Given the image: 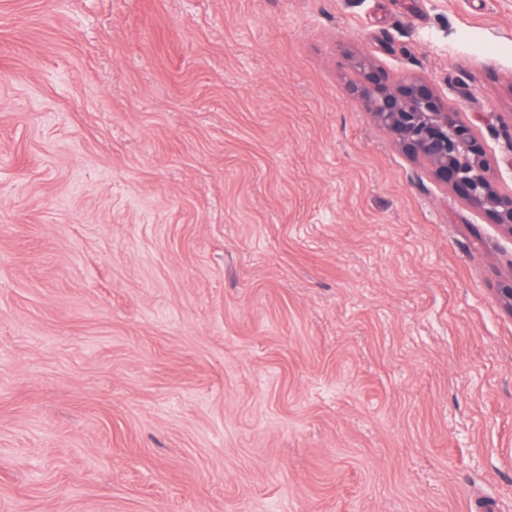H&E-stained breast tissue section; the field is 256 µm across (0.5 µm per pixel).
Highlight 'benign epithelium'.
<instances>
[{
    "mask_svg": "<svg viewBox=\"0 0 512 512\" xmlns=\"http://www.w3.org/2000/svg\"><path fill=\"white\" fill-rule=\"evenodd\" d=\"M356 91L373 121L401 153L423 163L440 185L512 239V191L487 159L478 127L462 118L448 93L414 76L392 79L368 57L355 62ZM499 298L512 313V265L500 282Z\"/></svg>",
    "mask_w": 512,
    "mask_h": 512,
    "instance_id": "1",
    "label": "benign epithelium"
}]
</instances>
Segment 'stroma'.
<instances>
[{
    "label": "stroma",
    "mask_w": 512,
    "mask_h": 512,
    "mask_svg": "<svg viewBox=\"0 0 512 512\" xmlns=\"http://www.w3.org/2000/svg\"><path fill=\"white\" fill-rule=\"evenodd\" d=\"M512 142V0H0V512H512V243L356 57Z\"/></svg>",
    "instance_id": "35a3bbf8"
}]
</instances>
